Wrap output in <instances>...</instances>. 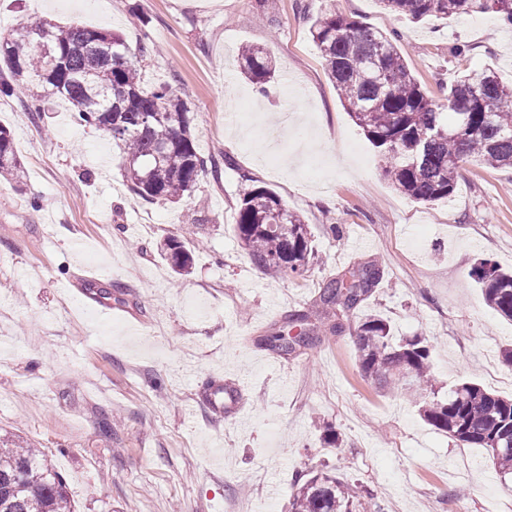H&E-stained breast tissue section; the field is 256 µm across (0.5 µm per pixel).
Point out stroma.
<instances>
[{
	"instance_id": "obj_1",
	"label": "stroma",
	"mask_w": 512,
	"mask_h": 512,
	"mask_svg": "<svg viewBox=\"0 0 512 512\" xmlns=\"http://www.w3.org/2000/svg\"><path fill=\"white\" fill-rule=\"evenodd\" d=\"M330 9L395 29L435 99L465 69L512 84V26L492 12L416 21L385 18L378 0H0V33L25 16L113 30L133 48L150 32L160 50L141 63L146 84L177 88L200 153L221 162L179 202L149 204L128 190L118 149L63 102L48 100L38 123L0 96L24 167L21 182L0 178V431L51 450L75 512H288L296 472L324 467L382 512H512V481L485 449L362 376L354 334L356 319L382 315L395 335L428 339L440 391L471 381L512 396L499 353L512 322L470 275L483 259L512 268V170L467 164L451 199L431 205L394 190L311 39ZM245 44L271 55L270 97L236 63ZM254 186L308 224L307 276L270 277L240 247L236 214ZM147 220L153 232L138 235ZM181 235L193 261L179 276L161 248ZM371 265L380 279L341 332L286 355L267 345L290 315L317 314L325 280ZM95 270L109 275V319L82 291ZM217 376L238 385V415H187ZM328 427L340 447L324 444Z\"/></svg>"
}]
</instances>
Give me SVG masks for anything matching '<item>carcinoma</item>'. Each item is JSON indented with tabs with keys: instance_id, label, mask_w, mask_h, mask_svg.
Returning a JSON list of instances; mask_svg holds the SVG:
<instances>
[{
	"instance_id": "cac0c4a2",
	"label": "carcinoma",
	"mask_w": 512,
	"mask_h": 512,
	"mask_svg": "<svg viewBox=\"0 0 512 512\" xmlns=\"http://www.w3.org/2000/svg\"><path fill=\"white\" fill-rule=\"evenodd\" d=\"M379 2L393 16L418 21L493 12L512 25V0ZM48 28L59 36L53 81L45 77L46 57L33 47L35 36ZM310 35L348 113L378 149L393 187L407 198L422 204L447 200L458 170L470 161L512 168V86L494 70L458 75L439 103L422 89L387 31L330 10L314 21ZM153 50L151 41L133 50L117 33L26 17L0 35V95L18 98L38 120L44 99L65 100L77 124L112 139L131 192L150 203L177 202L216 160L198 151L190 108L172 83L145 88L139 59ZM237 61L241 73L266 91L275 72L269 53L242 46ZM21 169L11 134L0 127V175L17 177ZM235 235L268 275L296 279L309 272V227L272 190L258 186L244 194ZM164 250L176 274L188 271L184 242L174 236ZM470 275L487 305L512 320V272L483 259ZM379 276V269L369 267L327 280L320 292L322 318L353 311ZM355 338L364 378L393 384L419 403L430 426L463 447L486 449L500 474L512 475V398L469 382L439 398L428 341L394 339L381 315L359 319ZM48 460V451L0 435V512H74L66 484ZM363 499L340 474L306 470L295 476L289 512H361Z\"/></svg>"
}]
</instances>
